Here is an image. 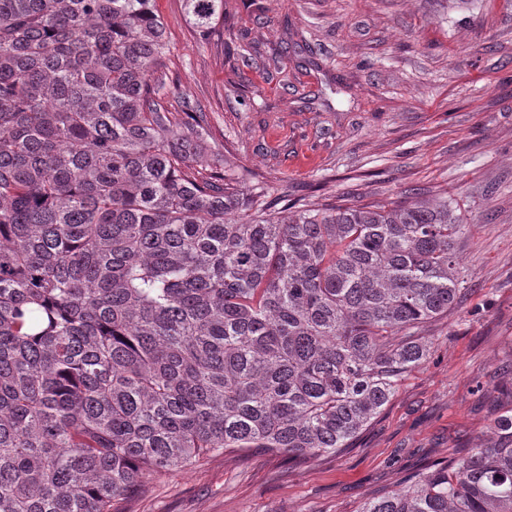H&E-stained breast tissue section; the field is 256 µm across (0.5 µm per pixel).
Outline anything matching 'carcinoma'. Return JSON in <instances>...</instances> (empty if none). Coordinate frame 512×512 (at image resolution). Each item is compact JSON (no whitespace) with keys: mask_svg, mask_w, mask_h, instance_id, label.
Masks as SVG:
<instances>
[{"mask_svg":"<svg viewBox=\"0 0 512 512\" xmlns=\"http://www.w3.org/2000/svg\"><path fill=\"white\" fill-rule=\"evenodd\" d=\"M207 34L224 0H185ZM154 0H0V512H118L217 451L339 454L463 280L453 202L313 205L207 175ZM492 434L358 512H512Z\"/></svg>","mask_w":512,"mask_h":512,"instance_id":"1","label":"carcinoma"}]
</instances>
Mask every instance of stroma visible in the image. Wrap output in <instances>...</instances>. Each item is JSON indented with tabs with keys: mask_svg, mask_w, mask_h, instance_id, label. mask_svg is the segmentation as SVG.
<instances>
[{
	"mask_svg": "<svg viewBox=\"0 0 512 512\" xmlns=\"http://www.w3.org/2000/svg\"><path fill=\"white\" fill-rule=\"evenodd\" d=\"M162 73L203 111L209 158L316 204L448 197L462 290L427 360L341 454L255 448L153 477L124 512H357L491 433L512 373V0H224L200 35L155 0Z\"/></svg>",
	"mask_w": 512,
	"mask_h": 512,
	"instance_id": "35a3bbf8",
	"label": "stroma"
}]
</instances>
